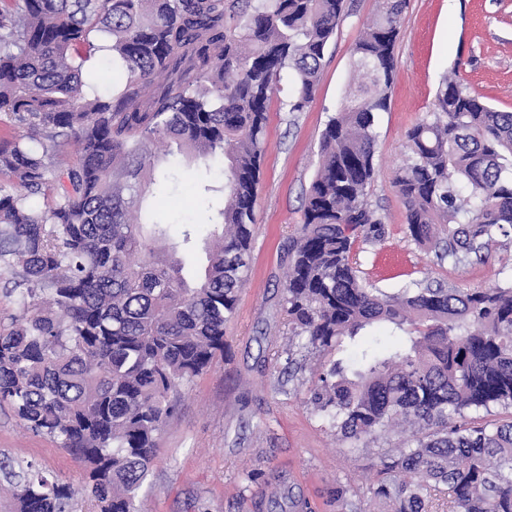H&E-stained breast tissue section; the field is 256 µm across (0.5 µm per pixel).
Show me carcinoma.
I'll list each match as a JSON object with an SVG mask.
<instances>
[{
  "label": "carcinoma",
  "instance_id": "carcinoma-1",
  "mask_svg": "<svg viewBox=\"0 0 512 512\" xmlns=\"http://www.w3.org/2000/svg\"><path fill=\"white\" fill-rule=\"evenodd\" d=\"M405 8L378 0L352 46L363 81L322 132L282 306L303 348L358 349L319 376L316 413L364 445L410 430L377 465L375 512H429L443 490L448 512H512V421L465 420L512 407V267L495 288L386 294L352 260L356 243L385 234L367 189ZM348 13L347 0H0V275L19 305L0 319V407L80 463L99 512H139L170 393L224 356L248 280L269 103L289 71L288 111L309 108ZM405 138L393 184L416 244L465 264L512 236V112L449 77ZM73 142L75 158L57 161ZM155 143L206 167L227 161L224 184L204 186L224 203L195 278L178 251L198 246L196 225L167 245L164 217L144 208ZM379 324L393 349L362 345ZM0 470L12 512H66L70 486L31 463Z\"/></svg>",
  "mask_w": 512,
  "mask_h": 512
}]
</instances>
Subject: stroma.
Wrapping results in <instances>:
<instances>
[{
  "mask_svg": "<svg viewBox=\"0 0 512 512\" xmlns=\"http://www.w3.org/2000/svg\"><path fill=\"white\" fill-rule=\"evenodd\" d=\"M349 4L308 110H287L293 87L288 77L270 102L249 280L224 327L223 356L172 394L175 412L158 436V455L139 491L143 512H371L374 464L400 444L392 434L351 450L314 412L310 390L327 358L289 349L281 306L285 247L302 222L321 134L352 80L351 48L377 0ZM396 56L390 107L376 116L375 175L368 191L385 236L376 244L357 243L353 261L367 282L389 293L428 285L495 287L502 266L512 263V237L499 238L482 261L457 267L437 261L409 237L393 178L408 156L406 131L430 117L451 70L489 105L512 111V0H407ZM169 159L170 179L156 193L169 236L178 238L192 223L207 235L206 206L190 202L186 191L201 183L221 185L223 166L208 171L177 152ZM0 452L75 487L69 512H97L79 491L82 467L51 438L27 431L6 408L0 409ZM340 484L351 488L349 506L334 499Z\"/></svg>",
  "mask_w": 512,
  "mask_h": 512,
  "instance_id": "stroma-1",
  "label": "stroma"
}]
</instances>
